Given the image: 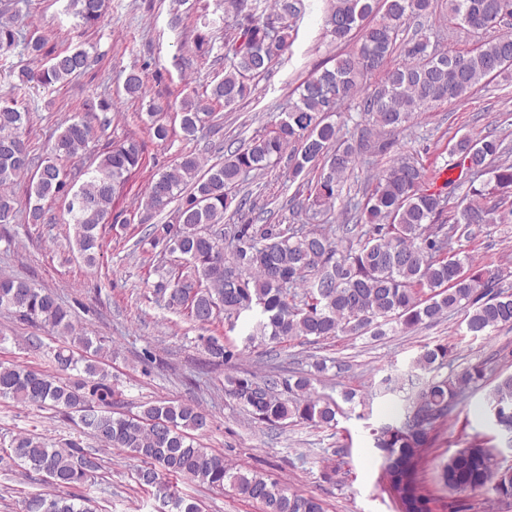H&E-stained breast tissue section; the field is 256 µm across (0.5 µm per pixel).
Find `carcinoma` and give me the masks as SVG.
<instances>
[{"mask_svg":"<svg viewBox=\"0 0 512 512\" xmlns=\"http://www.w3.org/2000/svg\"><path fill=\"white\" fill-rule=\"evenodd\" d=\"M300 0H229L238 22L224 34V76L204 99L185 98L180 128L194 138L213 127L211 104L232 109L249 98L257 82L283 60L292 45L288 20L300 13ZM443 20L457 28L491 33L483 44L466 52H449L433 43L423 30L401 38L409 21L436 15L437 0H331L325 17L326 34L339 45L355 47L321 65L297 87L271 128L257 133L224 160L204 167L202 156L189 151L170 169L152 179L141 199L140 222L153 219L175 202L176 219L151 224V249L178 255L170 266L155 268L158 300L207 329L224 320L228 331L240 318L249 326L247 341L281 344L294 339L317 342L340 334L385 335L384 327L408 333L449 313L466 311L465 330L489 336L512 327V291L500 286L502 272L477 266L454 244L472 235L474 224L512 223V146L487 133L462 135L449 150L451 168L471 179L487 176L488 188L470 187L466 206L447 215L448 194L455 185L445 180L434 190L421 165L406 157L394 135L415 117L446 101L463 99L487 80L512 68V33L497 28L512 17V0H446ZM105 0H68L67 11L86 26L97 24ZM17 45L9 20L0 21V51ZM23 50L34 59L45 54V40L31 35ZM90 65L82 48L60 51L39 69H23L12 94L0 96V224H13L20 209L13 186L28 178L25 220L45 223L44 203L68 199L74 245L93 267L101 245L98 228L112 219L116 198L130 175L143 166L144 143L134 137L113 142L108 135L112 112L98 104L97 126L71 119L61 126L48 156L37 159L28 149L30 112L22 90L34 83L44 88L62 85ZM380 82L369 91L368 77ZM137 72L124 81L131 98L143 95ZM360 96L358 117L340 112L344 101ZM169 104L152 102L150 130L158 141L172 129L163 122ZM360 128L357 139L340 136V118ZM104 140L89 166L79 163L95 138ZM393 154L392 164L366 178L362 198L343 207V223L255 224L249 212L255 203L236 200V188L287 161L288 177L315 168L304 209L330 212L341 188L357 166L370 156ZM71 160L66 167L61 160ZM233 210L237 222L224 224ZM0 309L38 323L69 342L56 348L58 375L0 362V398L25 406L50 408L78 417L84 432L140 462L135 473L139 490L174 512H201L199 503L179 489L187 480L198 486H230L262 506V512H324L318 498L288 490L257 472H244L200 443L207 417L196 405L164 401L148 404L129 417L112 412L118 392L102 367L112 357L92 338L79 336L70 312L58 298L35 284L0 275ZM205 350L217 362L230 365L242 350L228 335L201 336ZM93 350L88 361L78 350ZM452 350L426 344L413 368L432 372L448 365ZM84 364L86 380L64 374ZM484 367L473 364L460 372L432 378L414 396L398 426L375 432V447L384 453L383 479L403 495L405 512H431L429 499L416 483L415 467L434 425L448 417L451 404ZM309 373L271 375L263 381L248 372L224 379L225 395L243 406L259 424H294L315 428L336 426L339 406L313 394ZM488 407L512 419V375L500 379L488 395ZM0 455V462L24 467L55 488L92 482L102 470L101 448H84L76 439L48 446L38 435H19ZM467 461L455 454L443 465L441 478L451 491ZM485 485L501 499L512 498V478L500 468L489 469ZM23 512H95L80 494H39L22 502Z\"/></svg>","mask_w":512,"mask_h":512,"instance_id":"1","label":"carcinoma"}]
</instances>
